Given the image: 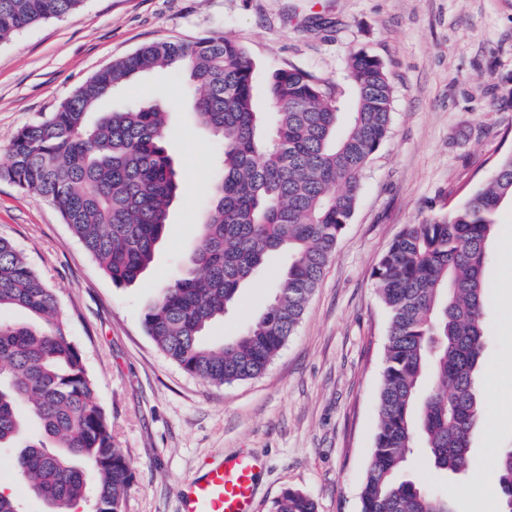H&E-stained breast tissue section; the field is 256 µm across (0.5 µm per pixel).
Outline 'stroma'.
<instances>
[{
  "mask_svg": "<svg viewBox=\"0 0 512 512\" xmlns=\"http://www.w3.org/2000/svg\"><path fill=\"white\" fill-rule=\"evenodd\" d=\"M221 36L255 64L257 108L278 68L313 73L354 111L345 77L354 51L379 59L393 84L391 130L362 180L355 211L296 332L259 376L217 386L187 374L145 332L143 314L198 245L219 146L195 120L184 76L150 73L101 104L170 106L166 148L180 174L154 259L116 287L47 200L0 180V237L57 295L71 340L94 379L117 448L134 465L122 512H178L177 489L196 471L259 456L255 512L288 489L317 512H360V485L377 428L388 313L373 272L409 224L445 211L512 151V0H84L61 18L0 43V164L26 124L55 111L91 76L141 45ZM483 409L465 477L410 475L453 496L455 512H500L496 451L512 448V206L488 243ZM287 257L261 269L209 338L239 334L272 301Z\"/></svg>",
  "mask_w": 512,
  "mask_h": 512,
  "instance_id": "obj_1",
  "label": "stroma"
}]
</instances>
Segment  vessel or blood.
I'll return each instance as SVG.
<instances>
[{
    "instance_id": "obj_1",
    "label": "vessel or blood",
    "mask_w": 512,
    "mask_h": 512,
    "mask_svg": "<svg viewBox=\"0 0 512 512\" xmlns=\"http://www.w3.org/2000/svg\"><path fill=\"white\" fill-rule=\"evenodd\" d=\"M261 461L241 454L206 469L178 488L179 512H253Z\"/></svg>"
}]
</instances>
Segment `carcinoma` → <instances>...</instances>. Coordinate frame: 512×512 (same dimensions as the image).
<instances>
[{
  "label": "carcinoma",
  "mask_w": 512,
  "mask_h": 512,
  "mask_svg": "<svg viewBox=\"0 0 512 512\" xmlns=\"http://www.w3.org/2000/svg\"><path fill=\"white\" fill-rule=\"evenodd\" d=\"M83 0H0V42L78 9ZM170 70L190 82L193 114L221 147L211 204L185 272L158 290L143 315L147 334L185 372L222 386L261 374L292 336L358 202L365 171L392 122L393 87L364 51L347 58L357 94L340 121L336 97L315 75L274 70L268 109L256 107L254 63L235 41L149 42L100 70L8 146L0 179L48 200L117 287L152 262L179 178L165 147L167 107L133 102L97 111L140 75ZM512 203V153L482 185L400 231L373 275L389 314L377 398L378 429L360 488L361 512H454L447 493L404 477L414 449L436 474H463L481 410L488 241ZM288 255L272 303L235 338L205 336L264 266ZM36 326L0 321V448H17L18 481L54 512H121L132 462L116 448L58 299L24 254L0 238V309ZM63 452L29 441L28 422ZM512 505V448L495 473ZM274 512H316L287 490Z\"/></svg>",
  "instance_id": "cac0c4a2"
}]
</instances>
